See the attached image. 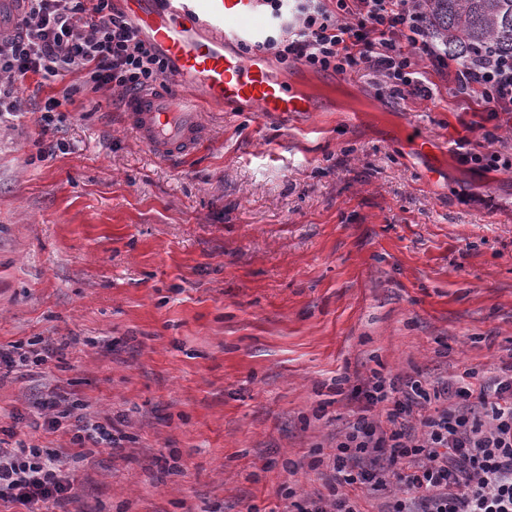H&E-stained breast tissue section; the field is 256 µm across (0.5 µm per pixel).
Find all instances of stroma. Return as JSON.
I'll list each match as a JSON object with an SVG mask.
<instances>
[{"instance_id":"obj_1","label":"stroma","mask_w":512,"mask_h":512,"mask_svg":"<svg viewBox=\"0 0 512 512\" xmlns=\"http://www.w3.org/2000/svg\"><path fill=\"white\" fill-rule=\"evenodd\" d=\"M79 81L28 79L0 117V348L50 352L0 379V445L76 478L42 512H287L281 486L324 492L372 373L479 383L512 355V172L457 162L482 133L447 81L375 115L211 110L177 162L130 133L123 91L81 90L40 156V103ZM53 390L122 449L45 428Z\"/></svg>"}]
</instances>
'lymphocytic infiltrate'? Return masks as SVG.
I'll return each mask as SVG.
<instances>
[{
    "mask_svg": "<svg viewBox=\"0 0 512 512\" xmlns=\"http://www.w3.org/2000/svg\"><path fill=\"white\" fill-rule=\"evenodd\" d=\"M416 0H260L274 32L246 45L283 65L316 73L363 68L377 78L379 98L431 99L430 75L448 76L467 111L477 115L488 148L457 140L461 164L511 170L512 152L496 150L512 122V57L483 54L458 67L430 38ZM173 71L170 59L143 39L113 0H19L11 35H0V116L26 111L21 83L78 74L83 87L154 89ZM463 372L454 384L373 374L365 404L336 441L328 495L296 512H362V494H389L381 512H512V362L487 382ZM48 428L69 425L77 446L99 444L108 428L88 420L83 403L53 395ZM75 480L59 454L18 442L0 448V502L21 512L65 504Z\"/></svg>",
    "mask_w": 512,
    "mask_h": 512,
    "instance_id": "1",
    "label": "lymphocytic infiltrate"
}]
</instances>
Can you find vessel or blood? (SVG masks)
I'll return each instance as SVG.
<instances>
[{"instance_id":"1","label":"vessel or blood","mask_w":512,"mask_h":512,"mask_svg":"<svg viewBox=\"0 0 512 512\" xmlns=\"http://www.w3.org/2000/svg\"><path fill=\"white\" fill-rule=\"evenodd\" d=\"M143 36L174 62L167 90L127 95L124 118L155 157L177 161L207 138L201 113L210 108L249 106L270 115L328 112L323 97L301 89L293 78L274 75L265 58L236 46L257 38L250 20L257 0H123Z\"/></svg>"}]
</instances>
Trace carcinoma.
Here are the masks:
<instances>
[{"mask_svg": "<svg viewBox=\"0 0 512 512\" xmlns=\"http://www.w3.org/2000/svg\"><path fill=\"white\" fill-rule=\"evenodd\" d=\"M416 8L438 45L459 62L489 46L512 55V0H418Z\"/></svg>", "mask_w": 512, "mask_h": 512, "instance_id": "obj_1", "label": "carcinoma"}]
</instances>
